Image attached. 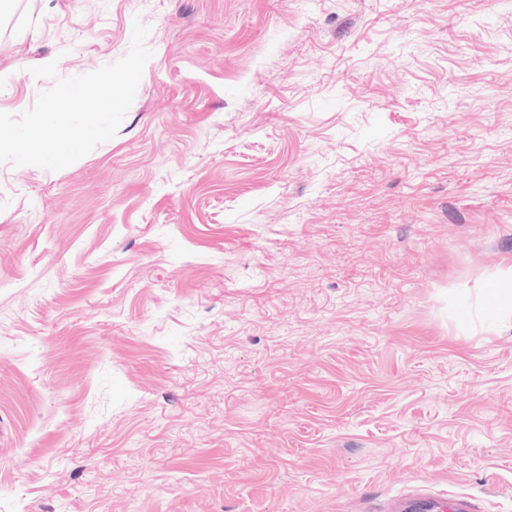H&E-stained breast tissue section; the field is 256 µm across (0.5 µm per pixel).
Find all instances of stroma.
Segmentation results:
<instances>
[{
	"mask_svg": "<svg viewBox=\"0 0 512 512\" xmlns=\"http://www.w3.org/2000/svg\"><path fill=\"white\" fill-rule=\"evenodd\" d=\"M0 512H512V0H0ZM390 510L392 512H474L472 503L465 497L434 501L429 494L397 499Z\"/></svg>",
	"mask_w": 512,
	"mask_h": 512,
	"instance_id": "obj_1",
	"label": "stroma"
}]
</instances>
